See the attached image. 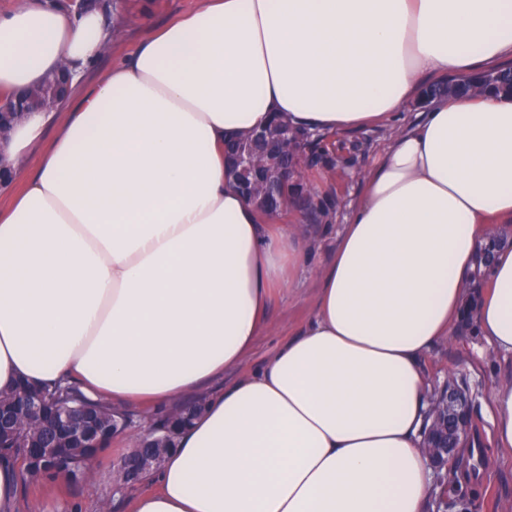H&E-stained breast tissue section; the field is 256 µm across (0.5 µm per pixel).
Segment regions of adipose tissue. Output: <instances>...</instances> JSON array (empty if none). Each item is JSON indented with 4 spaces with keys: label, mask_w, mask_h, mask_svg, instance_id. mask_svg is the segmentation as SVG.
Instances as JSON below:
<instances>
[{
    "label": "adipose tissue",
    "mask_w": 512,
    "mask_h": 512,
    "mask_svg": "<svg viewBox=\"0 0 512 512\" xmlns=\"http://www.w3.org/2000/svg\"><path fill=\"white\" fill-rule=\"evenodd\" d=\"M112 38L97 10L19 0L0 14V91L74 76L60 113L0 139V393L68 381L170 407L250 354L306 258L229 180L225 139L276 113L329 134L396 121L426 74L512 58V0H200L85 81ZM508 219L512 97L433 102L366 176L303 330L207 396L129 512H430L425 357ZM476 324L512 355V247L495 253ZM489 417L512 456V378ZM19 484L0 453V512H38Z\"/></svg>",
    "instance_id": "adipose-tissue-1"
}]
</instances>
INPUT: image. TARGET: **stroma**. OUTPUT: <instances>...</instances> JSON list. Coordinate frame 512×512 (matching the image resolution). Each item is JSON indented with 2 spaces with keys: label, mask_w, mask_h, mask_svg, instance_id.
<instances>
[{
  "label": "stroma",
  "mask_w": 512,
  "mask_h": 512,
  "mask_svg": "<svg viewBox=\"0 0 512 512\" xmlns=\"http://www.w3.org/2000/svg\"><path fill=\"white\" fill-rule=\"evenodd\" d=\"M198 4L199 0H127L126 9L134 20L120 30L111 52L88 71V79L105 77L113 61L130 53L151 30L194 10ZM422 112V107L413 102L398 121L336 134V142L344 146L343 163L332 179L336 187V215L330 224L307 225V259L299 270L295 297L289 300L279 296L272 301L267 311L268 330L237 369L225 372V382H233L239 375L258 367L283 340L297 334L309 320L317 299L320 274L335 256L344 217L362 191L364 174L382 159L399 130L416 122ZM425 365L434 392H441L452 379L467 388L472 397V417L481 435L489 436L491 390L498 379L512 373V358L487 347L475 327L459 324L452 328L447 340L435 346ZM127 451L123 438L114 437L112 445L97 457L94 479L76 485L60 480L23 485L19 488V498L24 503L39 500L41 512H125V497L113 493L111 474L117 458ZM472 512H512L511 465L486 470Z\"/></svg>",
  "instance_id": "obj_1"
}]
</instances>
